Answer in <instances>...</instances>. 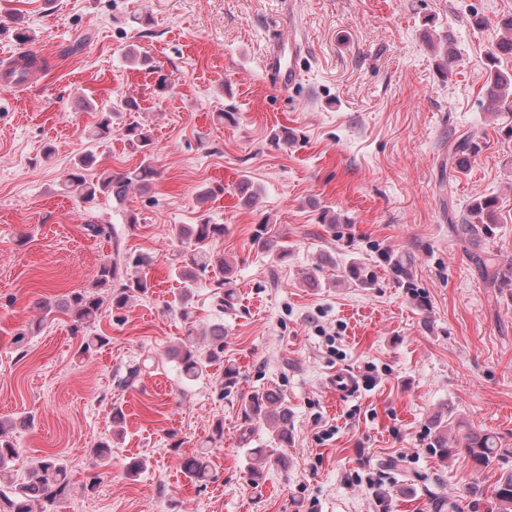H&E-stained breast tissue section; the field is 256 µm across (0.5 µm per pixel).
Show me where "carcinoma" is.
I'll return each instance as SVG.
<instances>
[{"label": "carcinoma", "instance_id": "cac0c4a2", "mask_svg": "<svg viewBox=\"0 0 512 512\" xmlns=\"http://www.w3.org/2000/svg\"><path fill=\"white\" fill-rule=\"evenodd\" d=\"M501 28L504 34L487 54V78L483 85L484 95L497 114L503 110L512 112V69L504 68V62L512 60V17L502 20ZM112 134V111H104L101 119L88 130V140L108 142L112 140ZM120 136L125 148L142 156L137 168L125 172L103 171L90 177L87 172L93 166L95 155L85 153L65 172L63 189L87 203L101 195L121 201L135 187L148 190L158 176L151 161L150 130L139 124H129ZM480 150V144L467 133L457 136L448 144V187H453L456 175L468 169L471 157ZM237 192L247 206H254L259 201V193L246 178L237 184ZM497 210L498 200L495 197L473 199L461 223L451 225V235L471 249L479 247L482 241L496 234ZM179 235L186 244V252L181 265L174 268V273L183 281L184 288L174 298L171 309L184 320H189L194 288L215 267L224 273V277L211 281L215 306L220 310L230 306L233 295L232 266L210 249L214 240L224 236V225L212 224L203 215L197 223L181 226ZM253 243L261 250L275 254L280 260L288 257V245L266 231L258 232ZM381 257L399 284L406 288L414 287V259L410 253L386 249L381 252ZM479 259L491 270L495 286L512 288V264L500 265L488 253L479 256ZM148 266L149 259L143 254H129L121 263L114 260L102 263L97 270L93 289L73 290L61 301H38L37 308L42 313L40 322L62 314L70 318L72 329L76 332L93 325L101 316L104 306L121 310L132 298L149 293L153 284L146 272ZM344 276L360 288H369L375 283L371 268L354 260L344 267ZM209 336L208 347L203 349L196 344L189 330L184 340L170 351L183 380L188 383L210 376L211 367L224 357V325H212ZM149 369V363L134 364L119 380V385L125 388L135 386ZM243 416L246 423L243 435L251 437L260 429L269 432L265 447L251 448L249 452L286 465L283 449L290 442V413L280 394L274 390L254 393L244 404ZM15 426L14 419H0V512H57L70 489L67 466L54 455L44 456L32 463L25 478L17 479L15 470L11 469V463L18 455V448L11 438ZM432 445L441 461L447 460L457 448L465 449L478 470L505 461L509 456V450L501 447L498 436L490 432L471 428L459 440L449 438L448 421L441 418L435 419ZM183 471L191 482L206 481L209 477L206 453L201 451L186 458ZM466 494L471 498L474 512H512V470L502 471L491 489L472 484L466 488ZM482 505L485 506L483 511L480 510Z\"/></svg>", "mask_w": 512, "mask_h": 512}]
</instances>
